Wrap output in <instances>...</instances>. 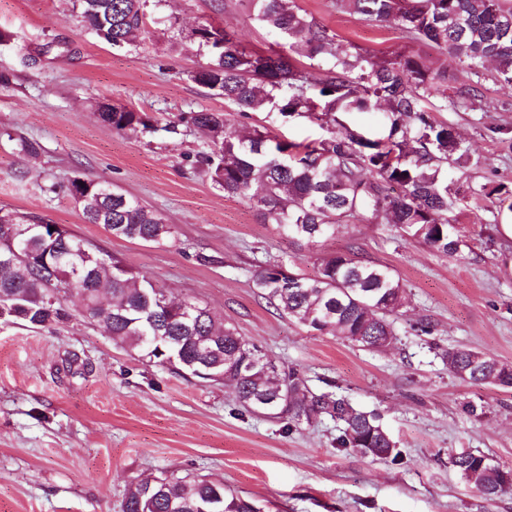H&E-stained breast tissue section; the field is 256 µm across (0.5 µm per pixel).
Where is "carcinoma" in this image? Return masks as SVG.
I'll return each instance as SVG.
<instances>
[{"instance_id":"1","label":"carcinoma","mask_w":512,"mask_h":512,"mask_svg":"<svg viewBox=\"0 0 512 512\" xmlns=\"http://www.w3.org/2000/svg\"><path fill=\"white\" fill-rule=\"evenodd\" d=\"M80 14L114 49L134 46L145 31L149 0H79ZM252 20L288 49L305 57L296 64L282 53L244 47L214 23L191 31L207 62L188 78L224 99L234 111L268 112L281 123L317 122L325 134L290 143L267 128L241 131L222 112L198 111L191 124L204 131L210 148L193 164L206 170L227 197L252 201L264 219L297 240L317 242L336 235L348 216L385 217L401 236L440 253L456 255L462 240L448 230L445 165L471 162L470 149L436 112L483 97L484 69L495 62L492 81L512 92V5L507 0H336V7L366 22L392 26L411 42L424 43L460 66V74L435 68L411 48L373 53L345 48L337 34L308 15L296 0H251ZM381 109L382 127L361 132L343 114ZM99 117L124 134L177 132L171 122L157 127L144 112L99 106ZM82 218L115 238L161 243L173 228L137 199L89 181L75 199ZM17 224L26 244L5 238L1 225ZM51 224L0 208V312L5 320L44 328L79 316L107 329L113 339L160 365L195 375L199 359L224 373L240 411L270 412L265 403L290 394L288 430L328 416L341 426L336 447L363 457L404 463L402 451L377 414L356 409L346 398L309 389L295 368L241 370L228 362L240 347L257 351L234 329L219 323L196 302L177 300L123 262ZM254 285L280 314L311 331L343 337L368 350L385 349L396 338L392 316L406 292L389 267L348 251L325 258L307 278L279 262H265ZM87 292L73 314L67 294ZM448 371L470 382L512 388V375L495 357L459 346L445 353ZM451 464L480 496L494 500L512 493V466L481 453L452 456ZM122 512H251L250 502L227 496L224 484L168 472L163 482L129 486Z\"/></svg>"}]
</instances>
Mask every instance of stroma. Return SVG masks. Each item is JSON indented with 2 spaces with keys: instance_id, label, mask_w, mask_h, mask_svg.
<instances>
[{
  "instance_id": "obj_1",
  "label": "stroma",
  "mask_w": 512,
  "mask_h": 512,
  "mask_svg": "<svg viewBox=\"0 0 512 512\" xmlns=\"http://www.w3.org/2000/svg\"><path fill=\"white\" fill-rule=\"evenodd\" d=\"M345 46L381 52L401 31L337 10L334 0H297ZM153 17L137 47L115 50L83 22L77 0H0V208L63 225L121 258L169 295L207 306L314 391H331L376 413L406 462L336 449L330 418L286 432L287 417L238 419L223 383L183 376L74 319L45 329L0 323V512H121L130 484L161 472L222 482L257 512H512V496L483 500L450 463L481 452L512 465V389L451 375L444 353L465 346L512 365V217L470 187L512 191V97L487 85L476 111L438 120L478 164L449 163L462 192L450 218L462 241L446 255L399 237L385 219H350L311 244L282 235L251 202L229 198L189 155L208 137L189 113L226 110L188 79L205 61L192 29L214 23L258 51L287 45L252 23L248 0H149ZM178 124L177 133L115 134L98 103ZM267 123L296 142L318 137L305 119ZM510 135H501V128ZM37 142V153L22 149ZM104 180L162 214L176 229L161 244L113 239L83 221L67 185ZM389 266L408 300L384 351L319 334L279 315L253 283L256 266L280 260L312 277L329 255ZM430 325L427 334L416 323ZM480 413H465L464 404Z\"/></svg>"
}]
</instances>
